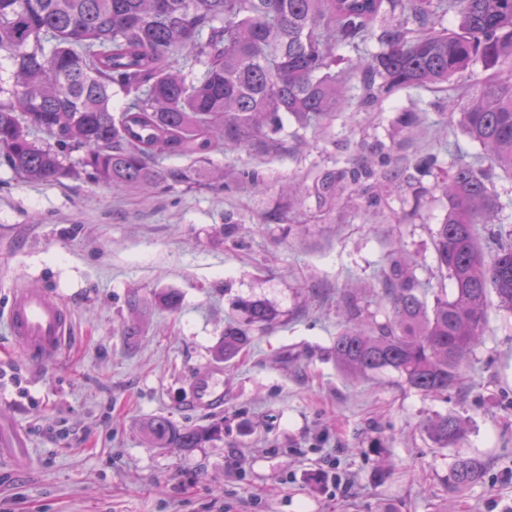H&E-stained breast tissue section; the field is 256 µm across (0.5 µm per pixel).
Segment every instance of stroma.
Wrapping results in <instances>:
<instances>
[{
	"instance_id": "35a3bbf8",
	"label": "stroma",
	"mask_w": 512,
	"mask_h": 512,
	"mask_svg": "<svg viewBox=\"0 0 512 512\" xmlns=\"http://www.w3.org/2000/svg\"><path fill=\"white\" fill-rule=\"evenodd\" d=\"M447 90H400L354 103L323 126L284 119L295 153L229 149L212 160L164 158L195 180L143 195L85 177L22 181L0 164V420L27 445L0 455V512H512V314L490 307L463 385L431 398L386 370L344 376L330 347L345 321L341 290L356 289L365 316L385 321L381 298L394 248L418 262L436 294L434 241L448 212L435 173L418 160L480 148L440 125ZM413 127L399 125L402 113ZM390 149L403 175L380 205L351 191L318 199L317 176ZM258 171L262 189L242 183ZM233 191L213 188L216 174ZM301 185L297 198L284 186ZM281 216L266 222L267 213ZM61 300L71 335L36 367L5 321L13 289ZM180 295L177 309L160 294ZM262 300L273 324L247 352L215 350L240 304ZM224 370V407L193 409L190 380ZM453 412L469 423L465 451L489 462L479 483L448 487L454 449H438L424 421ZM223 421L224 436L190 450L150 447L140 424Z\"/></svg>"
}]
</instances>
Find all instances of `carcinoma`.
I'll return each mask as SVG.
<instances>
[{
    "instance_id": "obj_1",
    "label": "carcinoma",
    "mask_w": 512,
    "mask_h": 512,
    "mask_svg": "<svg viewBox=\"0 0 512 512\" xmlns=\"http://www.w3.org/2000/svg\"><path fill=\"white\" fill-rule=\"evenodd\" d=\"M410 13L380 26L381 49L363 48L373 23L396 10ZM454 26L436 28L447 15ZM360 52V104L406 88L451 85L445 104L482 153L448 162L441 181L448 214L435 240L438 269L451 292L428 305L403 255L390 259L381 296L392 318L351 317L330 350L350 377L391 370L425 395L461 383L466 359L480 345L488 309L512 314V231H490L503 209L489 188L499 171L512 177V0H0V57L12 62L0 81V159L26 182L85 175L112 189L147 192L193 180L191 171L162 167L157 157L209 155L229 148L279 152L282 118L307 129L346 104L336 51ZM477 70L475 85L457 77ZM125 104L112 110V97ZM40 132L45 139L34 138ZM79 152L78 167L65 161ZM401 174L382 147L356 170L329 171L315 193L333 200L347 188L377 204L385 183ZM244 320L224 329L216 357L236 359L275 312L243 303ZM157 448H199L223 434V423L178 426L165 417L143 424ZM440 448L456 450L448 486L482 480L486 461L461 451L466 421L438 414L423 425Z\"/></svg>"
}]
</instances>
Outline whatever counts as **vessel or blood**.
<instances>
[{
  "instance_id": "vessel-or-blood-1",
  "label": "vessel or blood",
  "mask_w": 512,
  "mask_h": 512,
  "mask_svg": "<svg viewBox=\"0 0 512 512\" xmlns=\"http://www.w3.org/2000/svg\"><path fill=\"white\" fill-rule=\"evenodd\" d=\"M13 340L35 365L57 357L65 347L71 322L68 309L58 300L26 288L14 289L6 313ZM190 401L203 410L224 407V378L212 368L194 375Z\"/></svg>"
}]
</instances>
